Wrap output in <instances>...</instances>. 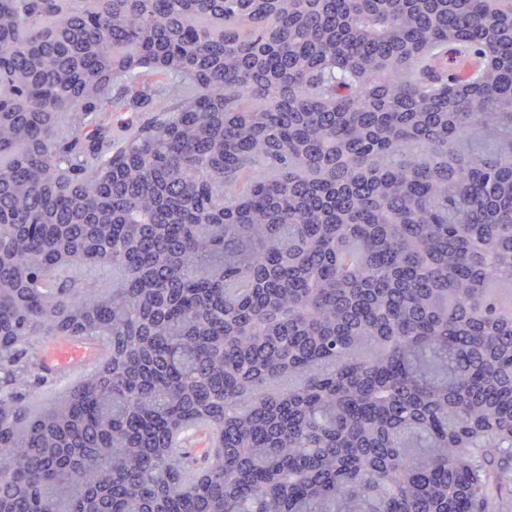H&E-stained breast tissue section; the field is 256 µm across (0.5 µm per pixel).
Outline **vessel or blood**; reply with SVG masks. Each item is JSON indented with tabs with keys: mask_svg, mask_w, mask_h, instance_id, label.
I'll use <instances>...</instances> for the list:
<instances>
[{
	"mask_svg": "<svg viewBox=\"0 0 512 512\" xmlns=\"http://www.w3.org/2000/svg\"><path fill=\"white\" fill-rule=\"evenodd\" d=\"M40 357L44 371L60 386L70 384L78 375L94 370L105 360L104 351L96 344L58 338L42 345Z\"/></svg>",
	"mask_w": 512,
	"mask_h": 512,
	"instance_id": "vessel-or-blood-1",
	"label": "vessel or blood"
}]
</instances>
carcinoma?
Listing matches in <instances>:
<instances>
[{
  "instance_id": "1",
  "label": "carcinoma",
  "mask_w": 512,
  "mask_h": 512,
  "mask_svg": "<svg viewBox=\"0 0 512 512\" xmlns=\"http://www.w3.org/2000/svg\"><path fill=\"white\" fill-rule=\"evenodd\" d=\"M0 67V512H512V0H0ZM65 275L74 276L87 285L103 290L112 284V267L72 266L65 271ZM40 358L45 364L44 372L54 379L57 386H65L78 375L96 370L106 359V354L94 343L54 338L42 345Z\"/></svg>"
}]
</instances>
